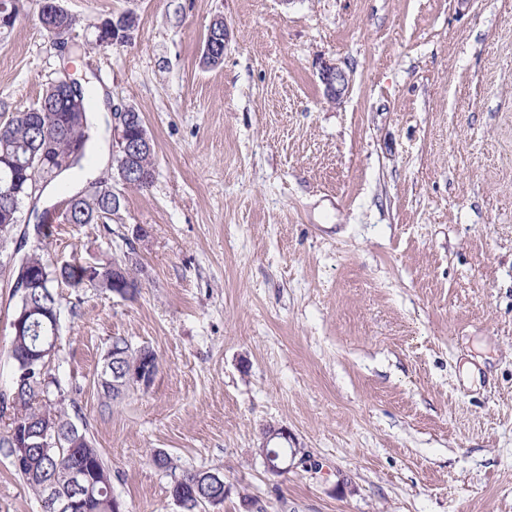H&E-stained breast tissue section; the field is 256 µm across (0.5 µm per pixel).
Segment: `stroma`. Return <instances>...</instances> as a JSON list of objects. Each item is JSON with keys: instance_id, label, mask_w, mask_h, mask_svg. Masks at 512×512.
I'll return each mask as SVG.
<instances>
[{"instance_id": "stroma-1", "label": "stroma", "mask_w": 512, "mask_h": 512, "mask_svg": "<svg viewBox=\"0 0 512 512\" xmlns=\"http://www.w3.org/2000/svg\"><path fill=\"white\" fill-rule=\"evenodd\" d=\"M57 2L66 42L42 0L0 32V118L67 70L107 97L96 146L129 105L155 148L109 225L48 229L61 263L135 242V299L60 287L47 366L124 512H178L158 448L222 472V512H512V0ZM127 11L132 41L96 46ZM324 62L351 76L341 103ZM16 303L2 269L7 396ZM116 336L159 371L112 399ZM273 425L297 441L282 473L259 453ZM0 512H40L2 448ZM43 2L39 13V22L42 29L48 35L56 38L67 35L72 25L71 17L61 8L59 11L54 10L52 4L56 3V0H44Z\"/></svg>"}]
</instances>
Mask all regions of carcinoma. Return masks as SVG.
Here are the masks:
<instances>
[{"label":"carcinoma","instance_id":"cac0c4a2","mask_svg":"<svg viewBox=\"0 0 512 512\" xmlns=\"http://www.w3.org/2000/svg\"><path fill=\"white\" fill-rule=\"evenodd\" d=\"M55 2L44 0L39 22L47 34L58 38L69 33L72 20L64 10H54ZM72 87L78 93L77 102L70 101L51 82L36 107L16 112L0 124V157L20 162L14 168L0 165V226L5 224L6 216L17 217L26 199L23 192L30 183L48 185L59 178L57 170L69 160L73 137L92 139L90 99L79 82H73ZM132 164L142 179L130 187L139 190L151 187L155 177L154 147L150 145L138 152ZM119 211L120 208L112 206V193H86L67 200L63 218L67 224H105ZM9 243L10 239L0 236V267L21 263L36 273V283L27 290L16 289L19 300L13 318L23 315L25 319L21 330L12 332L14 392L11 400H0V419L8 417L6 431L0 435V448L13 454V427L20 421L32 426L50 423L63 434L74 431L75 436L60 440L58 447L43 448L37 444L28 448V461L18 474L42 500L47 481L66 494L77 492L72 475L77 467L83 466L92 479V488L79 512H118L110 468L86 432L71 420L64 399L55 395L58 382L43 371L50 355L45 354L36 361L32 357L33 352L59 339L61 301L56 288L60 284L110 294L117 288H126L134 297L141 288L138 270L120 261L58 264L40 246L17 261L15 256L21 247L11 251ZM114 344L115 350H107L104 363L113 365V371L118 374L148 356L158 361L149 347L128 349L121 337L115 338ZM152 460L167 467L174 476L171 495L181 499V512H199L202 501L224 494V487L211 482L202 469L182 470L178 459L160 450L152 454Z\"/></svg>","mask_w":512,"mask_h":512}]
</instances>
